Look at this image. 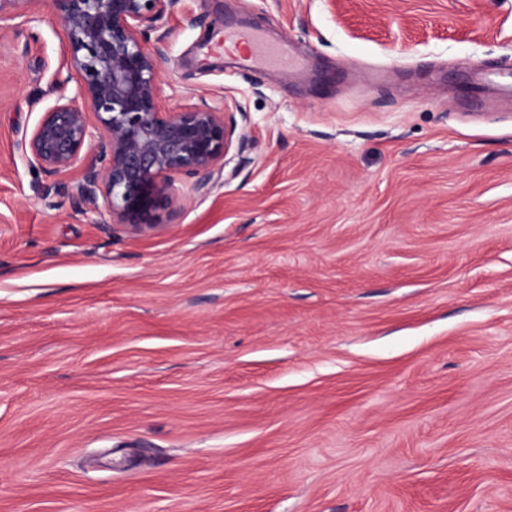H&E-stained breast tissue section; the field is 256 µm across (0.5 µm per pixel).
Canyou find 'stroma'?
I'll list each match as a JSON object with an SVG mask.
<instances>
[{
  "label": "stroma",
  "mask_w": 512,
  "mask_h": 512,
  "mask_svg": "<svg viewBox=\"0 0 512 512\" xmlns=\"http://www.w3.org/2000/svg\"><path fill=\"white\" fill-rule=\"evenodd\" d=\"M0 19V512H512V0H180L160 96L224 109L162 232L16 143L63 34ZM228 32L287 41L253 63ZM249 42L253 54L273 65L280 66L284 69L288 68L289 56L283 47L279 45H264L257 39H251Z\"/></svg>",
  "instance_id": "stroma-1"
}]
</instances>
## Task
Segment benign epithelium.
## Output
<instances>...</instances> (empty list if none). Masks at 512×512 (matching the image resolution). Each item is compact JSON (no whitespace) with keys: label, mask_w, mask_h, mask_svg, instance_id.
Masks as SVG:
<instances>
[{"label":"benign epithelium","mask_w":512,"mask_h":512,"mask_svg":"<svg viewBox=\"0 0 512 512\" xmlns=\"http://www.w3.org/2000/svg\"><path fill=\"white\" fill-rule=\"evenodd\" d=\"M180 0H49L64 36L54 83L75 82L17 143L26 163L52 182L79 172L69 193L72 210L85 214L103 200L112 223L136 236L155 233L171 202L176 175L208 191L224 171L236 125L224 110L189 95L168 105L159 92L168 32L159 21Z\"/></svg>","instance_id":"7a95c632"}]
</instances>
